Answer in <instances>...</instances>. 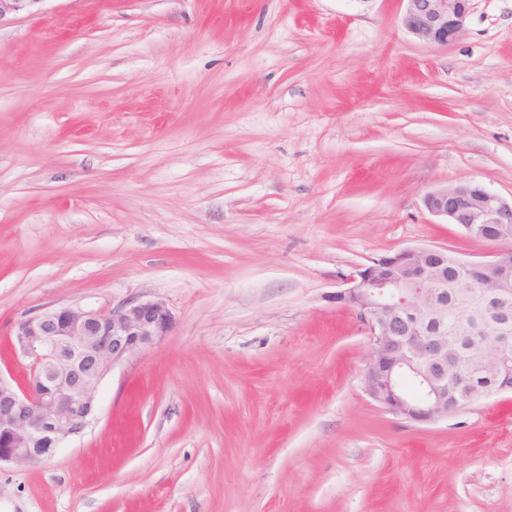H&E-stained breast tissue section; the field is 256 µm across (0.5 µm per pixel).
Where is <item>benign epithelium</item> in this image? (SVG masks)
I'll list each match as a JSON object with an SVG mask.
<instances>
[{
  "label": "benign epithelium",
  "mask_w": 512,
  "mask_h": 512,
  "mask_svg": "<svg viewBox=\"0 0 512 512\" xmlns=\"http://www.w3.org/2000/svg\"><path fill=\"white\" fill-rule=\"evenodd\" d=\"M405 29L446 46L464 30L471 0H404ZM424 206L469 237L501 245L484 260L463 261L446 248L409 247L383 254L340 276L325 300L349 309L371 347L362 376L365 394L387 412L434 424L492 395L512 392V310L491 309L474 326L448 308V268L476 275L484 298L512 294V201L478 184L426 194ZM173 323L159 300L136 299L119 310L52 308L17 322L12 345L27 361L24 380L0 376V464L49 458L88 426L97 388L114 364L167 335ZM491 344L493 382L450 370L455 350L448 324Z\"/></svg>",
  "instance_id": "obj_1"
}]
</instances>
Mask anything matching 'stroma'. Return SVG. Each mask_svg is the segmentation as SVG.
<instances>
[{
	"label": "stroma",
	"mask_w": 512,
	"mask_h": 512,
	"mask_svg": "<svg viewBox=\"0 0 512 512\" xmlns=\"http://www.w3.org/2000/svg\"><path fill=\"white\" fill-rule=\"evenodd\" d=\"M404 0H38L0 18V374L14 325L162 301L84 432L0 512H512V392L418 425L327 302L405 247L494 243L425 195L512 198V0L445 46Z\"/></svg>",
	"instance_id": "stroma-1"
}]
</instances>
